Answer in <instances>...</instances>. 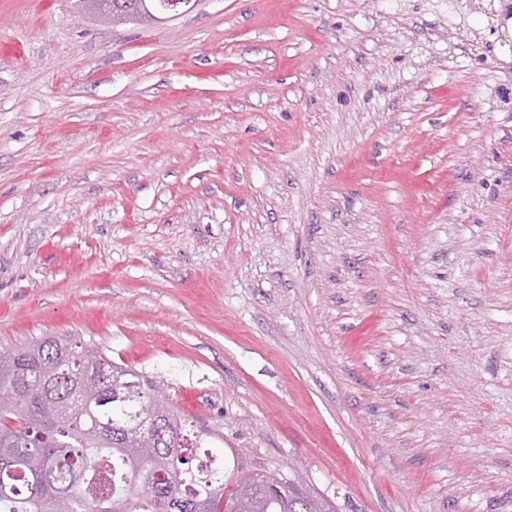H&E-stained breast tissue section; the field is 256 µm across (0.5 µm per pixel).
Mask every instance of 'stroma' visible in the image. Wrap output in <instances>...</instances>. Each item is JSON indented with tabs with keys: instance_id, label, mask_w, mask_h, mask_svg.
<instances>
[{
	"instance_id": "1",
	"label": "stroma",
	"mask_w": 512,
	"mask_h": 512,
	"mask_svg": "<svg viewBox=\"0 0 512 512\" xmlns=\"http://www.w3.org/2000/svg\"><path fill=\"white\" fill-rule=\"evenodd\" d=\"M45 336L335 512H512V20L0 0V352ZM161 2L189 3V0H112V7L115 5L122 11L125 21L136 23L148 22L149 15L155 17L150 7L155 4L154 11H166L160 8Z\"/></svg>"
}]
</instances>
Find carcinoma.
I'll use <instances>...</instances> for the list:
<instances>
[{
  "label": "carcinoma",
  "instance_id": "cac0c4a2",
  "mask_svg": "<svg viewBox=\"0 0 512 512\" xmlns=\"http://www.w3.org/2000/svg\"><path fill=\"white\" fill-rule=\"evenodd\" d=\"M163 0H112L150 21ZM0 512H333L264 471L224 470L161 388L100 348L47 337L0 353Z\"/></svg>",
  "mask_w": 512,
  "mask_h": 512
}]
</instances>
